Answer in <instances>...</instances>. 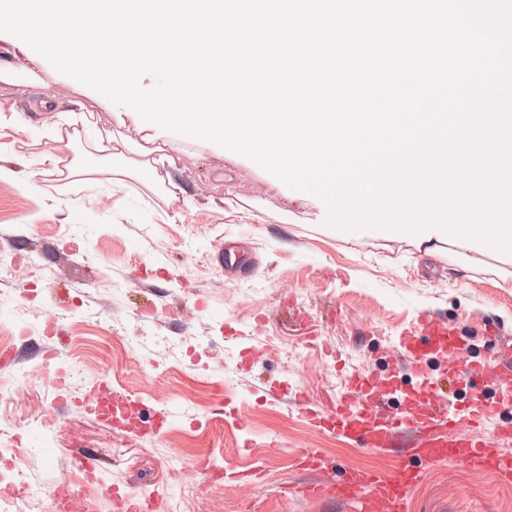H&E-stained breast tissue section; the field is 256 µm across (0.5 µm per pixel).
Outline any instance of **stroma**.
<instances>
[{"label": "stroma", "instance_id": "1", "mask_svg": "<svg viewBox=\"0 0 512 512\" xmlns=\"http://www.w3.org/2000/svg\"><path fill=\"white\" fill-rule=\"evenodd\" d=\"M2 55L41 78L21 93L0 83V108L24 119L0 130V166L12 171L0 181V334L14 352L0 374H23L27 386L0 406V422L25 484L60 486L66 449L83 448L120 492L190 487L181 512H351L297 495L317 476L296 469L291 451L316 449L339 477L393 461L306 421L300 397L328 412L351 373L388 377L402 333L425 311L448 322L473 363L512 345V259L454 242L428 255L407 237L352 236L328 225L317 196L208 143L172 152L175 193L140 172L144 142L87 181L49 173L38 160L49 115L35 105L45 94L98 129L131 137L134 125L117 126L95 90L4 32ZM48 313L71 337L66 382L52 390L41 357ZM155 330L169 347L146 342ZM453 369L444 355L427 363L452 411L486 401L512 420L497 381L452 384ZM102 380L177 416L160 436L119 442L79 403ZM172 452L181 471L162 463ZM204 457L232 478L211 482ZM409 512H512V484L438 463L424 468Z\"/></svg>", "mask_w": 512, "mask_h": 512}]
</instances>
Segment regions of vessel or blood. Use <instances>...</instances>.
<instances>
[{
  "instance_id": "1",
  "label": "vessel or blood",
  "mask_w": 512,
  "mask_h": 512,
  "mask_svg": "<svg viewBox=\"0 0 512 512\" xmlns=\"http://www.w3.org/2000/svg\"><path fill=\"white\" fill-rule=\"evenodd\" d=\"M400 345L408 370L425 387L430 384L425 364L432 355L462 351L447 322L429 314L421 316L417 330L401 337ZM348 384L351 395L343 397L332 412L316 414L317 423L374 453L400 454L401 460L390 471L348 469L343 479L330 477L301 487L302 496L334 499L351 505L355 512H407L422 466L447 461L512 483V455L491 443L495 436L511 439L512 423L498 420L495 408L480 405L459 417L430 404L384 417L378 413L377 397L384 389L378 377L360 371L350 376Z\"/></svg>"
}]
</instances>
